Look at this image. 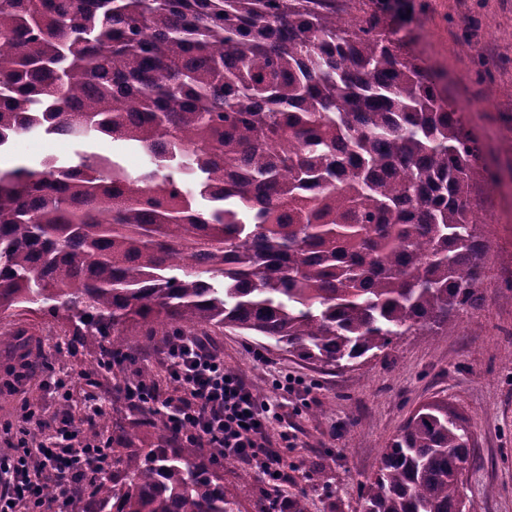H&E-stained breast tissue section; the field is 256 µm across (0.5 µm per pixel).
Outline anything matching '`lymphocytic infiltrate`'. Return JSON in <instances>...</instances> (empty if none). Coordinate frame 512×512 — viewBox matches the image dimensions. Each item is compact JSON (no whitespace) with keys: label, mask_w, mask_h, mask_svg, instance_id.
<instances>
[{"label":"lymphocytic infiltrate","mask_w":512,"mask_h":512,"mask_svg":"<svg viewBox=\"0 0 512 512\" xmlns=\"http://www.w3.org/2000/svg\"><path fill=\"white\" fill-rule=\"evenodd\" d=\"M163 363L175 393L134 396V403H162L172 429L184 442L208 448L218 460L246 466L269 485L288 480L281 446L288 434L280 428L282 404L261 398L202 336H169L162 346ZM19 451L0 457V512H43L42 491L57 488L56 512H67L73 496L90 475L112 469V439H90L86 429L68 422L55 447L33 442L31 435L47 424L39 405L23 404Z\"/></svg>","instance_id":"f902f5d3"}]
</instances>
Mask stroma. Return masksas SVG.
<instances>
[{
	"mask_svg": "<svg viewBox=\"0 0 512 512\" xmlns=\"http://www.w3.org/2000/svg\"><path fill=\"white\" fill-rule=\"evenodd\" d=\"M434 77L445 98L478 138L481 167L495 183L478 181L474 203L485 217L478 232L490 242L481 264L480 307L460 311L448 335L395 338L383 353L351 370H333L291 356L261 337L231 330L209 338L228 369L272 398V370L301 377L283 412L284 453L296 469L280 492L302 496L308 512H360L365 480L380 448L423 403L447 399L466 420L471 458L464 476L470 512H512V0H365ZM78 143L63 137L45 147L28 136L0 152L11 164L52 155L71 162ZM22 331V346L0 348V453L10 452L24 401L41 403L46 418L60 400L43 385L68 374L77 396L102 403L104 428L128 423V386L163 375L159 346L132 347V358L106 372L89 346L70 347L68 328L50 315L21 314L0 323ZM224 483L240 491L241 512H258L269 485L246 467L224 463Z\"/></svg>",
	"mask_w": 512,
	"mask_h": 512,
	"instance_id": "stroma-1",
	"label": "stroma"
}]
</instances>
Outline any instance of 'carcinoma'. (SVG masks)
I'll return each instance as SVG.
<instances>
[{"label": "carcinoma", "mask_w": 512, "mask_h": 512, "mask_svg": "<svg viewBox=\"0 0 512 512\" xmlns=\"http://www.w3.org/2000/svg\"><path fill=\"white\" fill-rule=\"evenodd\" d=\"M393 35L336 0H0V151L110 138L151 163L0 169V318L48 311L100 367L140 326L345 368L479 307L477 139ZM132 411L159 441L112 431L94 512H240L163 412ZM469 456L448 401L421 405L362 512H465Z\"/></svg>", "instance_id": "1"}]
</instances>
